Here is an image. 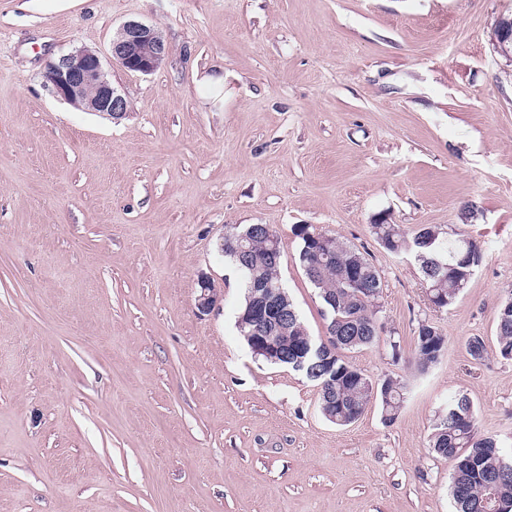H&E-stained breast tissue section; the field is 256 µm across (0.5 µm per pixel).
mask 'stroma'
Instances as JSON below:
<instances>
[{"instance_id":"35a3bbf8","label":"stroma","mask_w":512,"mask_h":512,"mask_svg":"<svg viewBox=\"0 0 512 512\" xmlns=\"http://www.w3.org/2000/svg\"><path fill=\"white\" fill-rule=\"evenodd\" d=\"M512 0H0V512H454L429 448L458 394L512 455ZM136 19L169 55L113 64ZM97 51L119 121L59 101L48 61ZM224 71V105L194 77ZM476 239L467 287L435 309L418 265L372 227ZM269 225L310 333L327 321L295 261L299 226L358 246L381 275L384 333L348 359L404 382L393 424L339 427L317 388L236 327L225 233ZM223 294L199 314V281ZM448 338L418 373L415 336ZM484 337L472 362L464 343ZM400 344L393 359L390 341ZM509 301H512V298L505 300L499 310L497 315V324H496V341L499 349V353L504 359H512L510 355L512 354V312H511V304L508 308H506Z\"/></svg>"}]
</instances>
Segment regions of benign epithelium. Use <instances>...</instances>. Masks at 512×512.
Listing matches in <instances>:
<instances>
[{
    "mask_svg": "<svg viewBox=\"0 0 512 512\" xmlns=\"http://www.w3.org/2000/svg\"><path fill=\"white\" fill-rule=\"evenodd\" d=\"M169 53L161 32L153 25L137 20L125 22L112 38V61L122 68L141 74L156 71ZM45 86L60 99L86 111L120 119L127 111V101L108 79L99 54L82 47L47 64L43 74ZM197 309L207 314L219 306L222 295L210 280L201 281ZM295 320L288 308L286 295L271 297L262 293L247 317L239 319L249 327L253 352L271 363L288 365V346L275 339V332Z\"/></svg>",
    "mask_w": 512,
    "mask_h": 512,
    "instance_id": "obj_1",
    "label": "benign epithelium"
}]
</instances>
